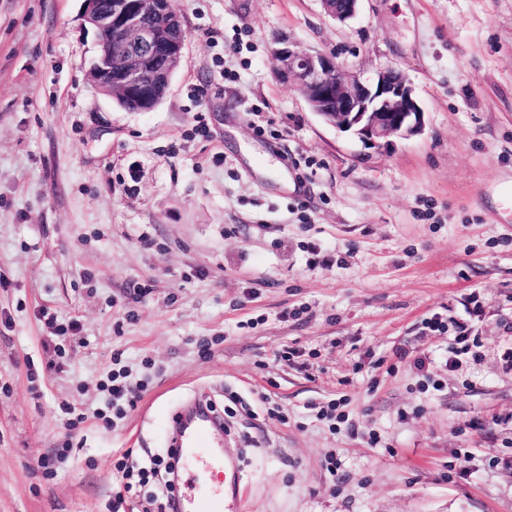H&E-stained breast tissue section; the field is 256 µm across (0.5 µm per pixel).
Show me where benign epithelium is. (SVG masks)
Returning a JSON list of instances; mask_svg holds the SVG:
<instances>
[{"label":"benign epithelium","instance_id":"7a95c632","mask_svg":"<svg viewBox=\"0 0 512 512\" xmlns=\"http://www.w3.org/2000/svg\"><path fill=\"white\" fill-rule=\"evenodd\" d=\"M325 13L345 22L359 0H321ZM179 17L173 0H84V21L98 34L99 53L89 74L110 95L130 93L152 83L170 88L173 71L155 67V51L178 66L184 36L168 39L163 29ZM278 77L291 82L310 111L339 131H351L367 146L387 147L420 135L425 112L407 75L388 66L369 79L348 73L332 55L285 45L273 50Z\"/></svg>","mask_w":512,"mask_h":512}]
</instances>
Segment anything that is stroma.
<instances>
[{
	"instance_id": "1",
	"label": "stroma",
	"mask_w": 512,
	"mask_h": 512,
	"mask_svg": "<svg viewBox=\"0 0 512 512\" xmlns=\"http://www.w3.org/2000/svg\"><path fill=\"white\" fill-rule=\"evenodd\" d=\"M179 7L170 90L131 112L88 75L83 0H0V512H113L197 401L230 512H512V0ZM282 42L401 69L424 132L322 123ZM456 321L477 345L425 378ZM119 371L143 390L109 427ZM360 0H321L325 13L332 19L345 22L357 13Z\"/></svg>"
}]
</instances>
